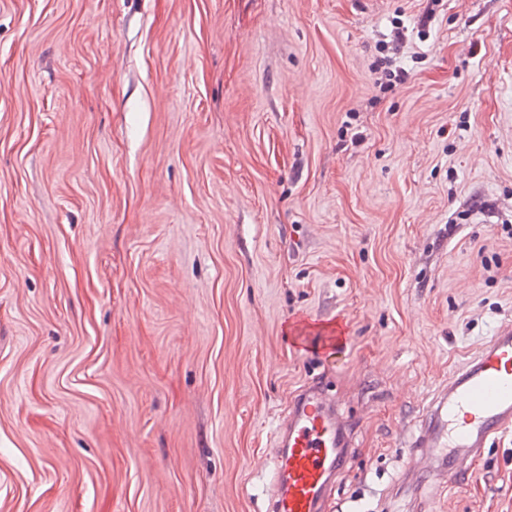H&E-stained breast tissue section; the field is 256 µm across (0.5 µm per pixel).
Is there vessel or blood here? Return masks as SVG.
Returning <instances> with one entry per match:
<instances>
[{
    "label": "vessel or blood",
    "mask_w": 512,
    "mask_h": 512,
    "mask_svg": "<svg viewBox=\"0 0 512 512\" xmlns=\"http://www.w3.org/2000/svg\"><path fill=\"white\" fill-rule=\"evenodd\" d=\"M512 428V321L503 323L480 352L461 366L424 413L415 440L436 466L457 478L470 458ZM350 461L348 435L322 384L296 395L280 447L270 460L271 512H325L332 478Z\"/></svg>",
    "instance_id": "obj_1"
}]
</instances>
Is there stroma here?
Returning <instances> with one entry per match:
<instances>
[{"mask_svg":"<svg viewBox=\"0 0 512 512\" xmlns=\"http://www.w3.org/2000/svg\"><path fill=\"white\" fill-rule=\"evenodd\" d=\"M509 318L512 0H0V512H269L316 381L326 512H512L401 480ZM270 460L272 512H324L332 478L350 461L346 427L321 383L296 395Z\"/></svg>","mask_w":512,"mask_h":512,"instance_id":"stroma-1","label":"stroma"}]
</instances>
